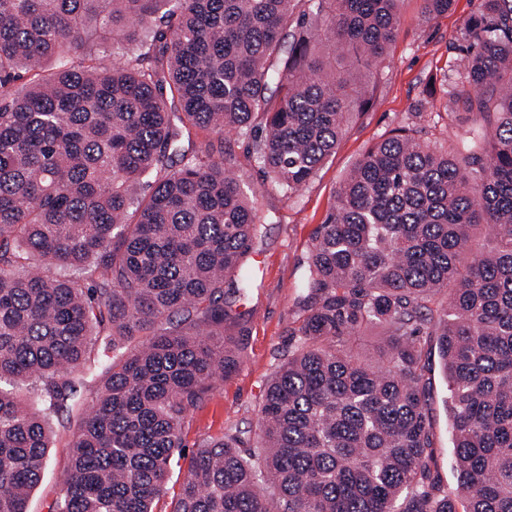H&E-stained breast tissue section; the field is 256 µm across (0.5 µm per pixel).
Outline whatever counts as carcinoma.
<instances>
[{
  "label": "carcinoma",
  "instance_id": "obj_1",
  "mask_svg": "<svg viewBox=\"0 0 512 512\" xmlns=\"http://www.w3.org/2000/svg\"><path fill=\"white\" fill-rule=\"evenodd\" d=\"M402 3L0 0V512H28L94 351L107 377L52 512H154L186 418L242 359L225 290L251 288L261 224L224 135L255 140L260 189L297 192L367 105ZM452 3L421 0L423 19ZM122 23L133 51L89 64ZM462 40L448 96L476 126L442 150L402 124L357 161L257 430L192 451L170 512H512V0H479ZM197 129L217 139L182 148ZM483 230L494 250L467 259ZM424 335L457 496L432 472Z\"/></svg>",
  "mask_w": 512,
  "mask_h": 512
}]
</instances>
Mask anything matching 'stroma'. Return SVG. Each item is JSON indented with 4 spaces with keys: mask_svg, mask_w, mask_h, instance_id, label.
<instances>
[{
    "mask_svg": "<svg viewBox=\"0 0 512 512\" xmlns=\"http://www.w3.org/2000/svg\"><path fill=\"white\" fill-rule=\"evenodd\" d=\"M477 4L478 0H455L450 13L426 23L420 0H404L389 57L369 87L371 100L354 113L335 153L293 197L274 191L257 197L263 233L247 261L253 285L249 293L234 300L235 307L246 313L243 360L187 418L183 429L186 449L197 448L205 438L222 436L230 426L255 427V408L265 384L300 325L297 298L311 237L327 219L336 191L355 163L391 129L407 122L417 125L426 143L437 146L465 136L471 127L470 117L457 109L445 89L462 45V25ZM422 342L428 351L426 375L432 385L433 469L441 485L452 492L457 481L448 426V387L435 337H423ZM78 424L75 417L52 419L47 463L30 495L28 512H49Z\"/></svg>",
    "mask_w": 512,
    "mask_h": 512,
    "instance_id": "obj_1",
    "label": "stroma"
}]
</instances>
